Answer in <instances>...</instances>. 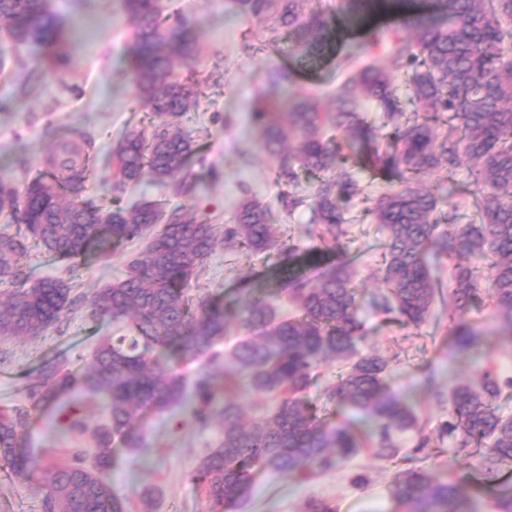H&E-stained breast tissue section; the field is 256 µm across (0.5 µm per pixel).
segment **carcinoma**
<instances>
[{
  "instance_id": "carcinoma-1",
  "label": "carcinoma",
  "mask_w": 512,
  "mask_h": 512,
  "mask_svg": "<svg viewBox=\"0 0 512 512\" xmlns=\"http://www.w3.org/2000/svg\"><path fill=\"white\" fill-rule=\"evenodd\" d=\"M304 0H235L239 11L256 19L269 15L294 36L300 59L323 60L334 50L328 21L320 12L305 17ZM400 26L370 32L368 45L381 49L337 88L331 110L321 112L310 99L288 95L291 71L268 74L267 92L252 106L263 151L276 159V179L288 188L299 172L317 177L313 221L307 229L318 244L279 249L282 290L297 313L280 317L246 283L234 298L193 296L192 281L217 245L261 255L277 246L267 207L246 198L236 221L218 236L211 224L186 218L180 207L160 204L104 210L67 199L89 176L94 142L83 134L60 139L44 158L43 172L23 191L0 182V214L23 224L15 235H0V284L14 289L0 297V338L34 339L61 320L70 288L53 278L28 283L23 260L30 246L72 264L105 258L125 244L148 237L128 255L124 278L91 301V316L107 315L124 333L103 337L85 371L67 361L50 363L27 376L29 404L37 409L77 388L101 395L103 422L92 435L96 466L85 465L79 448L45 468L41 480L45 512H127L126 501L101 476L110 464L111 444L143 446L132 429L138 411L162 414L190 405L202 425L217 422L221 437L202 456L192 474L212 510L249 500L253 473L267 469L307 476L346 465L368 452L377 460L400 454L396 438L418 435L415 451L429 447L414 408L385 380L388 361L361 353L362 305L393 313L420 326L432 314L439 289L433 269L448 260V354L471 357L498 338L512 342V0H405ZM134 29L130 69L138 105L162 119L151 134L126 131L112 152L121 186L136 184L144 171L160 180L186 168L194 139L182 119L198 101L175 78V60L189 63L198 46L186 19L161 20L158 0H121ZM379 0H337L336 12L363 18ZM0 30L17 43L40 47L45 70L69 64L70 33L45 0H0ZM375 102L392 130L384 135L359 113L362 100ZM413 111L405 112L404 100ZM359 153L377 174L411 182L435 169L453 176L467 167L473 177L468 194L475 218L462 223L459 206L439 207V199L410 186L379 198L372 211L385 231L382 287L364 297L356 285L357 267L344 251L345 204L362 189L352 173L351 154ZM448 226L439 230L440 225ZM316 271L310 283L307 271ZM494 302L499 336H487L463 318L480 290ZM240 321L262 330L227 351L216 349ZM182 358L209 356V367L187 376L154 358L157 351ZM326 361L344 366L326 391L361 413L367 428L319 415L303 394ZM273 399L266 415L249 425L231 398L240 386ZM512 376L487 365L478 380L448 389V420L439 436L453 441L452 452L475 460L466 482L453 473L436 475L426 466L398 472L394 497L404 512H475L484 491L493 493L498 512H512V482L502 478L512 466V417L500 413L503 390ZM31 413L0 411V459L19 476L35 469L34 458L16 451ZM61 427L88 430L70 403Z\"/></svg>"
}]
</instances>
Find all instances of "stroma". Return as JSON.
<instances>
[{"label":"stroma","instance_id":"1","mask_svg":"<svg viewBox=\"0 0 512 512\" xmlns=\"http://www.w3.org/2000/svg\"><path fill=\"white\" fill-rule=\"evenodd\" d=\"M162 5L165 14L178 12L188 20L199 48L189 66L177 69L181 75L194 70L198 79L194 90L199 107L184 119L196 141V153L186 170L165 182L147 173L137 187L116 189L110 162L112 137L149 122L147 112L135 106L136 85L128 64L132 30L120 0H52L53 9L72 30L70 65L44 74L39 92L26 94L13 75L22 65L39 68L41 52L27 45L8 44L6 68L0 73V180L23 186L42 171L45 154L62 134L79 132L94 139L97 159L91 178L74 192L76 200L124 207L158 202L182 207L198 221L229 224L241 200L249 197L271 208L280 242L310 246L306 229L313 217L310 197L315 177L301 175L296 191L304 203L294 211H284L278 201L276 162L261 148L252 104L265 88L268 72L292 64L296 73L289 92L310 97L320 108H327L336 89L353 71L354 59L368 56L363 27L332 19L338 44L335 55L305 67L300 65L298 48L286 29L274 20L258 21L240 13L233 0H162ZM270 42L276 44V52L265 51ZM354 173L365 192L347 205L351 219L347 251L357 257L356 280L369 294L381 286L379 261L384 244V234L373 223L370 211L377 197L399 190L400 185L359 165ZM469 183L467 169L452 176L435 170L421 177L418 187L444 202L459 204ZM276 259L273 251L255 256L216 248L194 288L219 297L236 295L241 278H271ZM124 262V256L117 254L69 269L42 249L31 250L26 266L32 279H63L77 304L36 339L0 340V410L26 406L24 376L46 362L68 359L82 368L90 364L99 339L112 335L115 326L103 316L90 318L87 306L102 288L112 284ZM360 317L365 334L360 351H375L388 359V384L415 406L433 436L430 457L425 461L429 468L439 475L449 471L467 475L470 461L450 454L448 442L436 439L435 434L448 417V388L477 379L483 360L449 357L443 327L448 314L442 306H434L431 320L417 327L366 306ZM430 371L439 386L435 393L422 385ZM58 409L54 403L37 413L21 442L23 450L44 464L70 448L95 450L90 437L60 427ZM136 426L145 435L146 447L116 445L115 464L105 473L113 491L128 500L129 512H210L191 474L218 440V426H200L181 407L147 415ZM401 442L396 461L361 455L343 468L306 481L262 472L254 480L248 502L231 512H301L311 498L334 501L338 512H401L393 495L394 478L399 470L422 462L413 434H404ZM355 471L366 474L368 483L353 485L350 476ZM146 489L154 492L149 506L140 497ZM42 499L37 480L15 475L0 460V512H43Z\"/></svg>","mask_w":512,"mask_h":512}]
</instances>
